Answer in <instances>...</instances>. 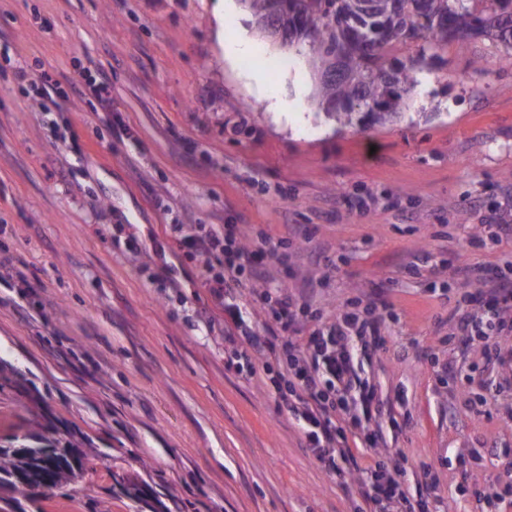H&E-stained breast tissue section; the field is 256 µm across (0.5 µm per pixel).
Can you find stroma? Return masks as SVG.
<instances>
[{"label":"stroma","mask_w":512,"mask_h":512,"mask_svg":"<svg viewBox=\"0 0 512 512\" xmlns=\"http://www.w3.org/2000/svg\"><path fill=\"white\" fill-rule=\"evenodd\" d=\"M248 20L224 0H0V254L19 282L0 288V447L87 453L71 495L0 487V512H356L277 410L286 367L239 370L198 258L163 231L182 220L237 225L264 249L256 324L272 288H314L309 327L342 305L383 318L363 376L400 426L387 448L411 500L487 512L512 475V392L486 402L446 372L512 376L448 334L449 262L512 277V236L479 228L512 191L503 47L449 44L401 121L342 127L309 102L307 45ZM240 28L260 52L231 60ZM287 54L296 68H273ZM15 65L54 96L62 76L105 73L126 132L75 96L72 139L52 137ZM277 88L291 112L267 111Z\"/></svg>","instance_id":"35a3bbf8"}]
</instances>
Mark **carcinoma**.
<instances>
[{
	"label": "carcinoma",
	"instance_id": "carcinoma-1",
	"mask_svg": "<svg viewBox=\"0 0 512 512\" xmlns=\"http://www.w3.org/2000/svg\"><path fill=\"white\" fill-rule=\"evenodd\" d=\"M256 27L270 19L281 26L279 43H308L318 77L314 100L336 123L351 127L364 112L380 124L401 114L415 85L413 70L438 58L456 43L475 36L500 43L512 63V0H375L371 14L359 0H240ZM401 46L403 59H389ZM44 465L40 449L0 448V480L8 477L27 496L37 489L58 490L77 477L78 453L52 450Z\"/></svg>",
	"mask_w": 512,
	"mask_h": 512
}]
</instances>
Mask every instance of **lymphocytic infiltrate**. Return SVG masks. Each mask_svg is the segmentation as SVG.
I'll return each mask as SVG.
<instances>
[{"label":"lymphocytic infiltrate","mask_w":512,"mask_h":512,"mask_svg":"<svg viewBox=\"0 0 512 512\" xmlns=\"http://www.w3.org/2000/svg\"><path fill=\"white\" fill-rule=\"evenodd\" d=\"M165 232L199 257L202 271L224 310V341L232 345L248 372L262 376L273 363L285 362L295 383L281 395L278 411L301 422L303 446L330 475L344 477V463L357 461L362 450L377 447L389 413L359 373L361 357L369 355L383 328L381 318L359 319L343 312L334 321L302 334L294 308L296 299L264 292L274 323L258 330L246 320L235 290L259 280L251 252L241 244L233 224H168ZM451 275L467 290L464 303L448 312L451 335L470 346L484 343L486 362L501 358L492 341L512 333V278L489 275L479 265L459 263ZM357 430L359 447H348L346 427ZM358 512H415L398 466L373 462L361 469Z\"/></svg>","instance_id":"lymphocytic-infiltrate-1"}]
</instances>
